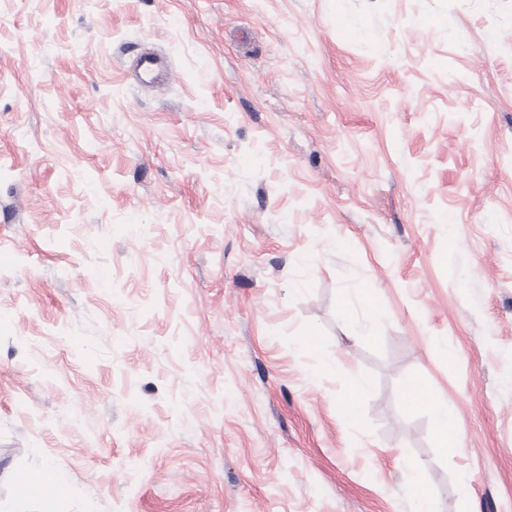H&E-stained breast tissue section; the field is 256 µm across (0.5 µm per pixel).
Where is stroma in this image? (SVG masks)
Listing matches in <instances>:
<instances>
[{
  "instance_id": "1",
  "label": "stroma",
  "mask_w": 512,
  "mask_h": 512,
  "mask_svg": "<svg viewBox=\"0 0 512 512\" xmlns=\"http://www.w3.org/2000/svg\"><path fill=\"white\" fill-rule=\"evenodd\" d=\"M54 466L29 512H512V0H0V507ZM405 386L410 406L425 407L431 412L438 437L448 445V436H454L456 431L455 418L448 410V400H441L431 394L418 378H411Z\"/></svg>"
}]
</instances>
